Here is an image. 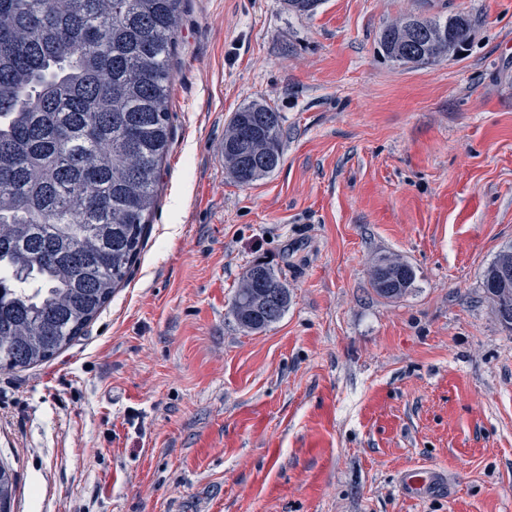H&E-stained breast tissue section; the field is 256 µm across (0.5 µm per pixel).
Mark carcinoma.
I'll return each mask as SVG.
<instances>
[{
	"label": "carcinoma",
	"instance_id": "cac0c4a2",
	"mask_svg": "<svg viewBox=\"0 0 512 512\" xmlns=\"http://www.w3.org/2000/svg\"><path fill=\"white\" fill-rule=\"evenodd\" d=\"M321 0H284L311 15ZM183 0H0V370L46 362L85 335L129 279L156 206L172 125L171 59ZM444 34L420 43L417 64L469 44L464 13L387 25L380 47L403 55L412 26ZM281 113L239 108L224 130L226 174L240 185L283 162ZM408 264L370 270L375 293L405 296ZM496 317L512 327V286ZM288 284L267 263L250 266L231 314L249 332L288 310ZM15 474L0 465V512H11Z\"/></svg>",
	"mask_w": 512,
	"mask_h": 512
}]
</instances>
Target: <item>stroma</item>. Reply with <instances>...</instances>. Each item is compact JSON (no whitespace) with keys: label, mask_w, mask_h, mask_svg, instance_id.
Returning a JSON list of instances; mask_svg holds the SVG:
<instances>
[{"label":"stroma","mask_w":512,"mask_h":512,"mask_svg":"<svg viewBox=\"0 0 512 512\" xmlns=\"http://www.w3.org/2000/svg\"><path fill=\"white\" fill-rule=\"evenodd\" d=\"M183 3L141 258L85 336L0 371L13 512H512V328L482 288L512 245V0ZM409 13L468 14L466 55L385 59ZM253 101L284 159L242 186L217 147ZM258 261L290 303L248 333ZM410 467L444 488L408 498ZM413 269L407 263L380 258L370 270V283L375 293L385 299L405 296L414 282ZM258 272L263 273L265 279L273 287L272 311H267L263 303L258 304L255 295L258 292L259 283L256 278ZM290 293L288 284L265 262H255L250 266L236 289L231 304V314L236 324L249 332L263 331L282 319L288 310Z\"/></svg>","instance_id":"stroma-1"}]
</instances>
